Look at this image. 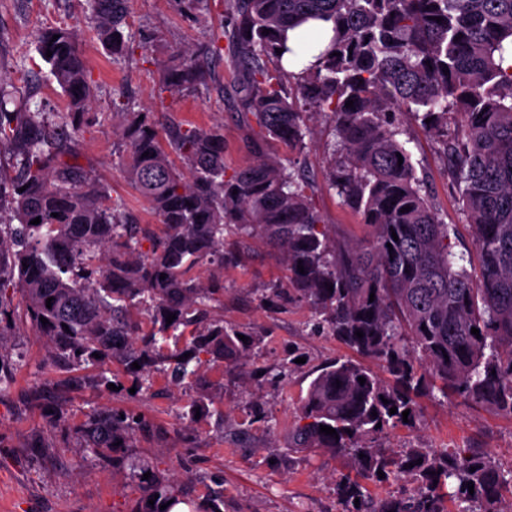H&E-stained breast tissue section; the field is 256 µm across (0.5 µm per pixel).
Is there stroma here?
<instances>
[{
	"mask_svg": "<svg viewBox=\"0 0 512 512\" xmlns=\"http://www.w3.org/2000/svg\"><path fill=\"white\" fill-rule=\"evenodd\" d=\"M126 9L137 46L115 64L93 35L87 0H0V76L12 83L17 97L31 96L47 111H63L65 97L37 53V41L46 27L74 31L91 72L98 114L73 139L76 160L125 199L138 223L155 224L158 216L118 164L123 142L112 118L113 100H126L132 112L154 113L162 123L223 125L229 168L246 165L253 155L235 119L237 75L225 60L212 62L214 74L205 86L177 93L162 88V66L173 53L202 55L214 32L231 28L221 0H210L209 11L199 18L175 0H127ZM414 137L416 167L428 179L442 221L459 223L457 196L433 139L420 131ZM332 140L331 122L319 119L302 166L318 187L314 203L325 223L338 236L359 239L366 233L360 216L324 184ZM225 249L237 260L224 267V298L214 314L244 333L243 364L210 365L179 384L161 369L146 392L135 390L132 376L115 364L106 372L112 387L86 386L55 400L45 392L66 374L49 368L44 340L28 325L19 326L10 348L22 354L24 363L9 392L0 396V512H161L122 461H101L78 439L76 432L90 413L106 406L147 421L148 431L137 433L125 454L171 483L191 512H211L218 491L224 494L222 512H338L343 461L323 451L289 449L288 435L313 372L350 351L314 331L309 304H264L269 288L288 284L281 251L257 240L230 242ZM292 356L297 359L293 365L288 362ZM284 363L290 366L284 377L252 375L255 368ZM202 389L209 395L206 412L186 419L190 398ZM383 446L437 452L477 448L507 468L512 466V418L459 396H439L423 401L415 427L391 431Z\"/></svg>",
	"mask_w": 512,
	"mask_h": 512,
	"instance_id": "35a3bbf8",
	"label": "stroma"
}]
</instances>
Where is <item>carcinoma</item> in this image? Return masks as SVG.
Instances as JSON below:
<instances>
[{"mask_svg":"<svg viewBox=\"0 0 512 512\" xmlns=\"http://www.w3.org/2000/svg\"><path fill=\"white\" fill-rule=\"evenodd\" d=\"M89 2L101 46L121 61L136 42L125 30L126 0ZM223 5L232 32L213 34L208 53L228 56L241 74L237 118L256 160L227 171L222 125L166 129L146 113L134 120L119 161L159 217L160 235L133 223L124 198L65 159L62 136L91 123L93 104L73 31L47 27L38 37V53L67 95L66 111L54 119L40 103L3 107L10 93L0 76V158L7 164L0 166V394L22 363L8 351L17 330L11 290L24 295L25 319L60 370L118 360L140 390L161 363L172 365L177 383L211 363L239 364L246 356L240 331L211 317L224 286L194 270L224 267L229 235L260 238L283 251L290 284L270 289L265 300L310 303L316 328L388 374L353 359L327 362L292 427L291 447L341 457L354 472L338 485L341 512H504L499 505L512 496V469L470 448L397 454L379 441L404 425L403 411L414 423L421 399L436 391L512 418V0ZM309 21L331 24L329 44L312 64L288 72L276 49L288 52L285 32ZM211 75L204 59H176L164 85L194 89ZM315 115L330 119L335 136L326 186L361 215L362 239L331 233L300 163L285 165L266 152L275 141L304 154ZM406 115L439 145L474 256L454 251L459 227L439 219L426 192L406 147ZM37 217L41 222L32 223ZM172 338L184 339V347L162 352L158 343ZM322 425L338 437L321 433ZM136 428L102 408L78 435L103 455L129 447ZM127 465L149 498L178 503L170 483L144 478L132 457ZM380 470L404 483L399 495H368L366 485L381 481Z\"/></svg>","mask_w":512,"mask_h":512,"instance_id":"obj_1","label":"carcinoma"}]
</instances>
